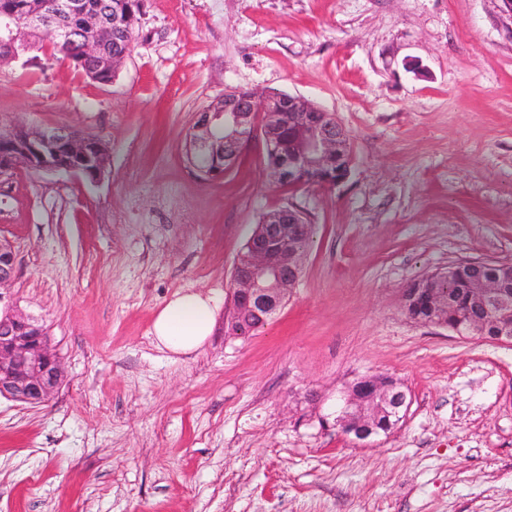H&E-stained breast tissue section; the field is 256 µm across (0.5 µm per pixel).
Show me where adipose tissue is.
<instances>
[{
  "mask_svg": "<svg viewBox=\"0 0 512 512\" xmlns=\"http://www.w3.org/2000/svg\"><path fill=\"white\" fill-rule=\"evenodd\" d=\"M218 307L213 296L191 289L176 292L154 320L157 344L176 355L195 352L212 335Z\"/></svg>",
  "mask_w": 512,
  "mask_h": 512,
  "instance_id": "ef3b65f1",
  "label": "adipose tissue"
}]
</instances>
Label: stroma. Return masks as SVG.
I'll return each mask as SVG.
<instances>
[{
	"label": "stroma",
	"instance_id": "35a3bbf8",
	"mask_svg": "<svg viewBox=\"0 0 512 512\" xmlns=\"http://www.w3.org/2000/svg\"><path fill=\"white\" fill-rule=\"evenodd\" d=\"M231 88L331 113L346 181L279 185L256 139L198 177L187 136ZM1 122L97 137L108 172L0 179L12 291L65 372L43 405L0 397V512H512V344L401 305L449 264L512 261L503 0H145L112 83L31 49L0 68ZM282 206L312 238L280 313L190 355L158 347L166 302L227 303L255 224ZM372 373L411 404L361 444L333 419Z\"/></svg>",
	"mask_w": 512,
	"mask_h": 512
}]
</instances>
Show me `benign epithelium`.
I'll return each instance as SVG.
<instances>
[{
    "mask_svg": "<svg viewBox=\"0 0 512 512\" xmlns=\"http://www.w3.org/2000/svg\"><path fill=\"white\" fill-rule=\"evenodd\" d=\"M108 34L106 11L89 0H56L55 8L29 12L22 5L0 12V41L20 52L31 49L26 33L43 32L47 40L71 39L75 27L70 20ZM276 112L288 113L293 131L288 153L279 152L278 131L271 123ZM224 129V172L231 171L243 147L261 135L272 155L270 177L278 183L323 188L343 182L350 173L349 137L329 113L308 100L289 94L265 98L250 90L235 89L224 95V106L210 107L200 114L193 129V149L198 155L212 151L211 132ZM97 142L92 136L70 129H43L0 155V177L18 169L39 172L65 171L92 182L107 171V164L92 159ZM311 225L301 211L282 207L268 212L253 231L231 274L233 316L224 321V332L244 336L234 323L239 319L265 323L286 303L298 281L304 253L292 250V242L308 239ZM491 260H469L463 265L477 270L475 287L443 293L434 285L453 280L454 264L424 276L427 286L410 283L402 291L403 308L414 321L449 329L459 335H476L490 341L512 342V296L498 278L484 276L478 269ZM17 276L12 246L0 239V396L37 406L50 400L63 377L60 357L51 346L45 328L19 308L9 292ZM411 398L404 385L385 374L366 375L348 385L336 411V427L357 442H365L391 431L404 417Z\"/></svg>",
    "mask_w": 512,
    "mask_h": 512,
    "instance_id": "1",
    "label": "benign epithelium"
}]
</instances>
